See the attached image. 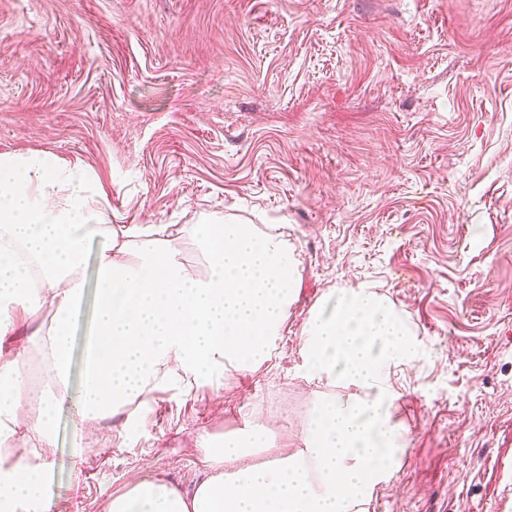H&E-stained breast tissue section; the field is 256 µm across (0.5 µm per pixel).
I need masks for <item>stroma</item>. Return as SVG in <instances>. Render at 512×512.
Listing matches in <instances>:
<instances>
[{"label":"stroma","instance_id":"obj_1","mask_svg":"<svg viewBox=\"0 0 512 512\" xmlns=\"http://www.w3.org/2000/svg\"><path fill=\"white\" fill-rule=\"evenodd\" d=\"M41 150L113 223L254 224L300 261L267 367L157 389L82 440L88 241L43 512H104L148 472L192 488L203 435L298 447L307 312L364 283L422 341L368 512H512V0H0V154Z\"/></svg>","mask_w":512,"mask_h":512}]
</instances>
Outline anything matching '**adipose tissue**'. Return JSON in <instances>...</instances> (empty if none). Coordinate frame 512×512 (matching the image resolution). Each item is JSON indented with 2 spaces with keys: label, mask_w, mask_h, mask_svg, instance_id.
Wrapping results in <instances>:
<instances>
[{
  "label": "adipose tissue",
  "mask_w": 512,
  "mask_h": 512,
  "mask_svg": "<svg viewBox=\"0 0 512 512\" xmlns=\"http://www.w3.org/2000/svg\"><path fill=\"white\" fill-rule=\"evenodd\" d=\"M94 235L106 243L79 435L91 434L99 415L170 384L191 386L215 366L253 372L271 361L296 296L299 261L286 240L251 224H194L148 238L137 224L113 227L84 171L53 153L0 155V340L12 330L11 307L48 317L35 332L44 388L29 391L15 361L0 358V430L20 425L40 443L52 440ZM187 241L202 271L185 267ZM302 335L303 378L314 391L301 447L262 460L264 432L206 436L197 485L149 474L105 512H367L407 446L389 377L417 358L419 341L402 310L369 285L317 301ZM48 468L38 452L14 454L0 438V512L40 505Z\"/></svg>",
  "instance_id": "obj_1"
}]
</instances>
